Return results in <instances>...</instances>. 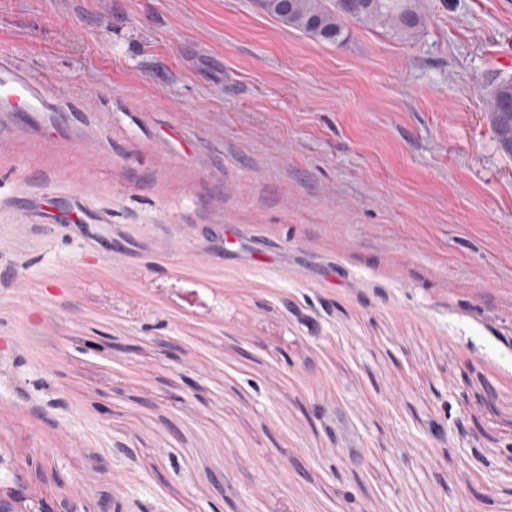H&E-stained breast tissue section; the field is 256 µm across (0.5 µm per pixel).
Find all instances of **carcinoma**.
<instances>
[{
    "label": "carcinoma",
    "instance_id": "obj_1",
    "mask_svg": "<svg viewBox=\"0 0 512 512\" xmlns=\"http://www.w3.org/2000/svg\"><path fill=\"white\" fill-rule=\"evenodd\" d=\"M268 15L324 43L344 35L346 22L367 23L410 37L423 24L419 0H260ZM500 150L512 155V78L497 77L488 95Z\"/></svg>",
    "mask_w": 512,
    "mask_h": 512
}]
</instances>
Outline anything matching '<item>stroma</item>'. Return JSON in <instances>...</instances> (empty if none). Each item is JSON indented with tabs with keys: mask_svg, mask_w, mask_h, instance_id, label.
Returning a JSON list of instances; mask_svg holds the SVG:
<instances>
[{
	"mask_svg": "<svg viewBox=\"0 0 512 512\" xmlns=\"http://www.w3.org/2000/svg\"><path fill=\"white\" fill-rule=\"evenodd\" d=\"M420 4L413 37L329 44L258 0H0V52L84 114L48 136L0 113V491L512 512V156L487 104L512 0ZM76 192L96 239L36 204Z\"/></svg>",
	"mask_w": 512,
	"mask_h": 512,
	"instance_id": "stroma-1",
	"label": "stroma"
}]
</instances>
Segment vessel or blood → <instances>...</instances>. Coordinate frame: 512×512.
<instances>
[{"instance_id":"1","label":"vessel or blood","mask_w":512,"mask_h":512,"mask_svg":"<svg viewBox=\"0 0 512 512\" xmlns=\"http://www.w3.org/2000/svg\"><path fill=\"white\" fill-rule=\"evenodd\" d=\"M0 112L24 116L37 128L60 132L78 127L82 115L71 108H61L49 96L42 83L34 81L26 67L0 55Z\"/></svg>"}]
</instances>
